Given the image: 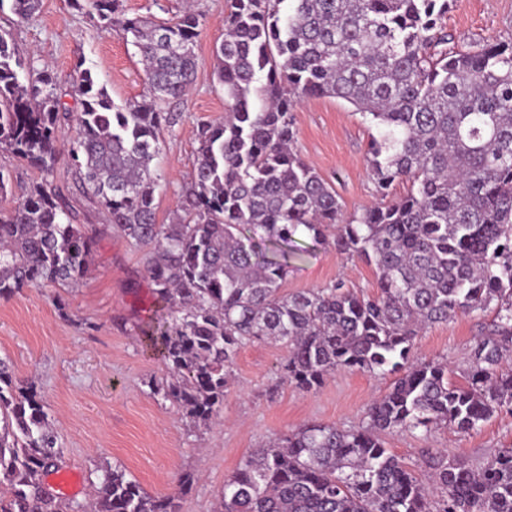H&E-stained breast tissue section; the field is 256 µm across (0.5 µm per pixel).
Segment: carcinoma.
Listing matches in <instances>:
<instances>
[{
    "mask_svg": "<svg viewBox=\"0 0 512 512\" xmlns=\"http://www.w3.org/2000/svg\"><path fill=\"white\" fill-rule=\"evenodd\" d=\"M41 0H13L16 24ZM118 27L144 65L150 99L117 106L77 65L71 115L46 70L0 31V151L42 173L0 208V297L72 288L90 273L96 238L73 222L53 175L56 131L112 229L143 253L165 314L147 340L171 380L163 398L197 422L224 408L239 350L272 341L284 379L315 391L348 369L392 375L357 428L308 423L269 439L224 478L221 512H512V446L480 466L429 452L433 488L386 436L453 428L469 434L512 413V39L451 51L449 0H226L215 75L224 121L197 126L180 209L158 222L154 161L174 124L169 105L196 77L200 18L116 19L120 0H72ZM351 104L377 134L368 162L382 201L344 215L336 190L295 148L306 97ZM410 183L385 203L390 186ZM375 269L376 293L342 281L282 291L299 230ZM493 314L471 349L466 383L448 362L414 353L426 328ZM61 450L45 403L0 360V512H63L43 492ZM86 512H178L118 467H100Z\"/></svg>",
    "mask_w": 512,
    "mask_h": 512,
    "instance_id": "1",
    "label": "carcinoma"
}]
</instances>
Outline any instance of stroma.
Here are the masks:
<instances>
[{
	"label": "stroma",
	"mask_w": 512,
	"mask_h": 512,
	"mask_svg": "<svg viewBox=\"0 0 512 512\" xmlns=\"http://www.w3.org/2000/svg\"><path fill=\"white\" fill-rule=\"evenodd\" d=\"M225 0H121L124 17L172 20L185 8L200 16L196 79L187 95L170 106L175 124L164 131L156 170L158 219L168 223L190 181L203 122H220L226 107L214 75V47L224 36ZM445 23L455 49L467 50L512 39V0H453ZM0 29L21 57L48 69L61 89H68L76 63H83L118 105L147 94L143 65L134 48L116 32L100 27L70 0H42L32 19L16 24L11 0H0ZM296 147L302 159L341 196L352 215L377 203L367 145L375 129L341 99H303L293 113ZM0 172L8 180L7 204L23 201L39 182V170L13 154L0 152ZM55 183L68 186L77 223L96 233L92 269L76 288H26L0 298V358L11 364L16 382L41 393L62 447L64 468L80 481L63 502L86 503L98 469L120 466L153 495H175L179 512H219L224 478L270 434L288 433L308 422L351 428L361 424L369 405L391 380L339 370L313 392H303L282 377L281 347L250 343L237 356L234 376L218 420L192 422L156 389L167 370L150 349L144 332L154 314L151 283L143 255L113 232L93 206L75 175L67 152H59ZM304 260L292 262L284 290L322 288L336 281L365 294L375 291L371 266L313 245ZM491 314L462 315L427 329L415 341L419 356L447 359L455 381H462L472 345L484 333ZM387 446L414 469L429 476L425 452L462 456L479 466L502 447L512 445V414L499 413L477 431L449 428L430 433L397 432ZM191 476L181 492L183 476Z\"/></svg>",
	"instance_id": "obj_1"
}]
</instances>
